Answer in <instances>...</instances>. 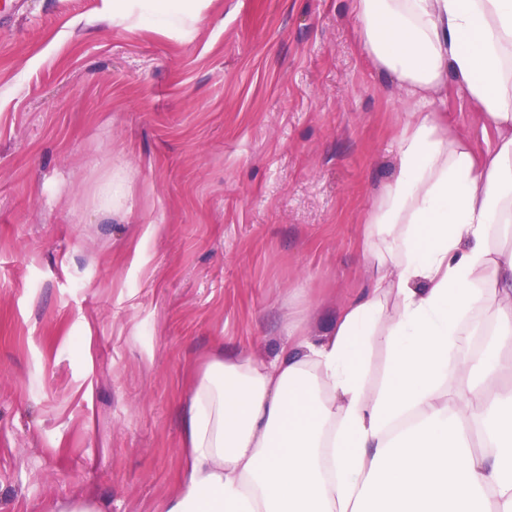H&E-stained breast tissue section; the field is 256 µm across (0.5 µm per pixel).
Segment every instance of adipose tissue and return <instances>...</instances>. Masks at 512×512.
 Here are the masks:
<instances>
[{"instance_id": "1", "label": "adipose tissue", "mask_w": 512, "mask_h": 512, "mask_svg": "<svg viewBox=\"0 0 512 512\" xmlns=\"http://www.w3.org/2000/svg\"><path fill=\"white\" fill-rule=\"evenodd\" d=\"M213 3L99 0L95 17L187 42ZM351 12L412 102L364 225L371 280L324 335L269 358L217 344L189 372L183 468L159 512H512V0ZM450 86L495 127V152L449 132Z\"/></svg>"}]
</instances>
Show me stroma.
I'll list each match as a JSON object with an SVG mask.
<instances>
[{
	"instance_id": "1",
	"label": "stroma",
	"mask_w": 512,
	"mask_h": 512,
	"mask_svg": "<svg viewBox=\"0 0 512 512\" xmlns=\"http://www.w3.org/2000/svg\"><path fill=\"white\" fill-rule=\"evenodd\" d=\"M98 0H0V512H158L189 368L269 357L369 282L359 243L412 102L350 0H217L192 42ZM458 138L495 130L449 90ZM134 176L101 211L108 165Z\"/></svg>"
}]
</instances>
